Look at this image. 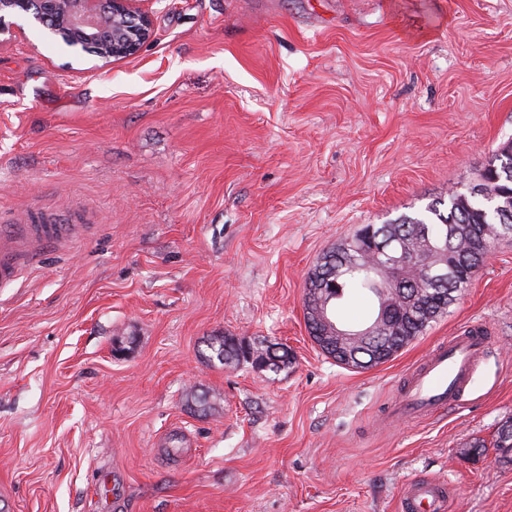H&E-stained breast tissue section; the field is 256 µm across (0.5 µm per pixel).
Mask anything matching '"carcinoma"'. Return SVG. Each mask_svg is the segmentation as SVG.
<instances>
[{
    "instance_id": "obj_1",
    "label": "carcinoma",
    "mask_w": 512,
    "mask_h": 512,
    "mask_svg": "<svg viewBox=\"0 0 512 512\" xmlns=\"http://www.w3.org/2000/svg\"><path fill=\"white\" fill-rule=\"evenodd\" d=\"M506 164L489 163L479 174L480 186L488 192L512 193V145L505 155ZM502 224L501 213L493 204L479 197L448 195V201H433L419 216H402L387 224H364L349 241L327 251L308 275L304 310L306 326L313 342L337 364L351 369H369L384 364L410 342L424 335L432 323L448 313V308L468 287L469 270L478 267L489 253L488 244ZM394 238L409 242L414 254L430 246L448 245V276L434 274L412 264L402 280L388 336H364L348 350L336 349V337L328 335L315 322V306L321 297L329 299V310L335 312L339 297L327 294V285L336 282L340 294L357 293L375 296L371 271L386 258L379 244ZM210 358L224 366L240 361L257 369L278 372L291 362L287 348L250 343L244 338L224 335L208 340ZM217 397L207 392L187 393V405L207 412L216 405Z\"/></svg>"
}]
</instances>
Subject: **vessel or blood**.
I'll return each mask as SVG.
<instances>
[{
  "label": "vessel or blood",
  "instance_id": "1",
  "mask_svg": "<svg viewBox=\"0 0 512 512\" xmlns=\"http://www.w3.org/2000/svg\"><path fill=\"white\" fill-rule=\"evenodd\" d=\"M82 233L79 224H50L42 233L29 224H1L0 281L10 282L31 268L45 247L70 246ZM486 346V336L473 330L459 331L435 346L422 363L408 371L406 389L397 407L398 416L428 418L459 403ZM450 498L444 482L416 478L404 487L399 509L400 512H446Z\"/></svg>",
  "mask_w": 512,
  "mask_h": 512
}]
</instances>
